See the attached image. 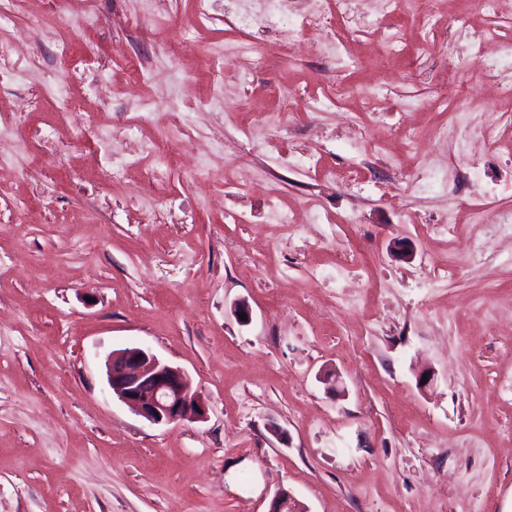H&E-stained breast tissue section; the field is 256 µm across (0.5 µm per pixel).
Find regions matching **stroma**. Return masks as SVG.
Listing matches in <instances>:
<instances>
[{"instance_id": "obj_1", "label": "stroma", "mask_w": 512, "mask_h": 512, "mask_svg": "<svg viewBox=\"0 0 512 512\" xmlns=\"http://www.w3.org/2000/svg\"><path fill=\"white\" fill-rule=\"evenodd\" d=\"M448 7L512 74V12ZM56 8L0 0V41L34 34L0 78V512H268L282 487L304 512H512V233L470 219L512 213V100L471 37L380 0L248 41L251 0L200 24L193 0H77L65 29ZM380 26L396 54L357 63ZM302 205L322 223H279ZM448 215L456 237L429 236ZM132 347L184 370L206 420L113 397L105 358ZM498 42V36L496 33L492 31H484L482 32L477 39L476 48L477 51H481L483 57L486 60V70L488 72V76L493 80V82L497 85L498 94H503V96H507V94H512V79H505L501 77L498 72V63L497 60L492 58L489 59L487 57V46L496 44Z\"/></svg>"}]
</instances>
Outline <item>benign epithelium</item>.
I'll list each match as a JSON object with an SVG mask.
<instances>
[{
    "mask_svg": "<svg viewBox=\"0 0 512 512\" xmlns=\"http://www.w3.org/2000/svg\"><path fill=\"white\" fill-rule=\"evenodd\" d=\"M112 395L155 425L203 422L205 399L192 389L189 376L152 352L139 348L114 351L106 360ZM268 512H298V503L285 488L274 494Z\"/></svg>",
    "mask_w": 512,
    "mask_h": 512,
    "instance_id": "obj_1",
    "label": "benign epithelium"
}]
</instances>
